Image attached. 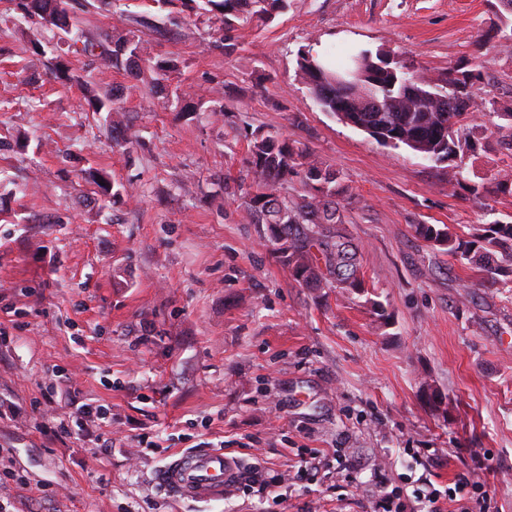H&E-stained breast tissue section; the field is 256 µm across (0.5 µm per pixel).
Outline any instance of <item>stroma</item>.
<instances>
[{
    "instance_id": "stroma-1",
    "label": "stroma",
    "mask_w": 512,
    "mask_h": 512,
    "mask_svg": "<svg viewBox=\"0 0 512 512\" xmlns=\"http://www.w3.org/2000/svg\"><path fill=\"white\" fill-rule=\"evenodd\" d=\"M20 2L0 0V398L27 418L0 422V444L49 486L25 489L23 512H374L389 490L397 512H418L464 476L446 512H512V273L483 284L414 231L445 224L467 241L512 224V196L476 203L467 189L512 174V128L474 114L459 182L322 111L298 66L310 50L341 63L364 48L432 80L477 67L482 97L510 105L499 0H289L239 27L230 56L210 22L153 0H73L67 34ZM130 32L142 57L178 61L168 100L152 72L134 80L80 52ZM58 57L69 80L51 73ZM90 92L115 94L118 115L89 110ZM258 132L350 187L343 229L362 248L363 291L300 286L267 226L225 195ZM59 368L80 399L111 407L112 452L38 430L69 410L32 404ZM219 444L278 479L281 498L244 480L180 502L156 483L171 453Z\"/></svg>"
}]
</instances>
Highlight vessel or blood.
Segmentation results:
<instances>
[{
  "mask_svg": "<svg viewBox=\"0 0 512 512\" xmlns=\"http://www.w3.org/2000/svg\"><path fill=\"white\" fill-rule=\"evenodd\" d=\"M239 475L236 458L220 451L190 450L162 466L157 481L174 498L202 500L222 494Z\"/></svg>",
  "mask_w": 512,
  "mask_h": 512,
  "instance_id": "1",
  "label": "vessel or blood"
}]
</instances>
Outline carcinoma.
<instances>
[{"mask_svg": "<svg viewBox=\"0 0 512 512\" xmlns=\"http://www.w3.org/2000/svg\"><path fill=\"white\" fill-rule=\"evenodd\" d=\"M200 17L211 15L221 23L213 47L230 56L236 51L233 31L236 23L261 26L288 8V0H181ZM27 15L43 22L62 12L70 13L68 0H22ZM390 55L361 50L350 55L334 69L325 67L318 56L307 52L299 67L314 101L325 112H345L349 125L359 128L383 126L396 148L411 147L419 136L424 157L434 163L456 162L471 149L459 135L460 123L475 111L486 108L477 93L482 72L479 69L454 68L438 81L427 80L403 62H389ZM112 68L132 75L143 69L155 74V81L177 70L169 58L142 59L138 39L126 34L112 40ZM363 62L366 71L376 67L389 70L388 78L370 89L371 98L380 106L367 108L352 87H338L336 75L354 70ZM249 184H224V194L239 192L246 197L248 211L269 225L270 241L279 261L288 267L294 280L305 288H363L359 274V248L338 226L344 223L341 200L351 198L349 187L341 184L329 166L310 158L302 149L275 134H256L250 142ZM290 177H298L304 193L293 199L281 196L277 186ZM415 233L424 241L445 249L448 254L467 261L485 272L489 279L502 271L496 262L499 253L512 262V224L493 222L474 229L472 239L461 241L447 225H415Z\"/></svg>", "mask_w": 512, "mask_h": 512, "instance_id": "obj_1", "label": "carcinoma"}]
</instances>
